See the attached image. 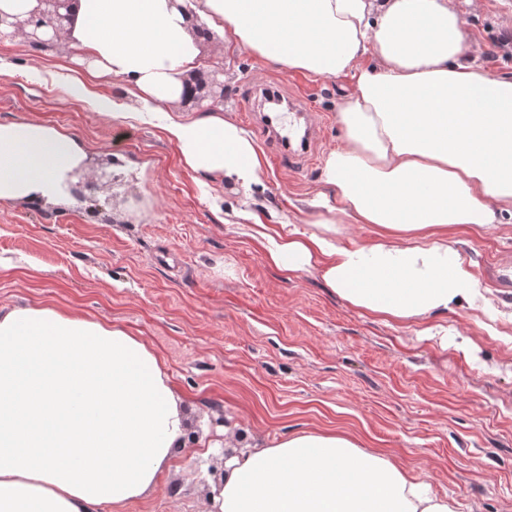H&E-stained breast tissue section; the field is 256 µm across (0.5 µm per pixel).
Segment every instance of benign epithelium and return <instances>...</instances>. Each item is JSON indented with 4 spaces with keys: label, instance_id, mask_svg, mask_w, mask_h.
Returning a JSON list of instances; mask_svg holds the SVG:
<instances>
[{
    "label": "benign epithelium",
    "instance_id": "1",
    "mask_svg": "<svg viewBox=\"0 0 512 512\" xmlns=\"http://www.w3.org/2000/svg\"><path fill=\"white\" fill-rule=\"evenodd\" d=\"M74 0H37V6L25 17L0 12V27L12 28V36L20 37L27 44H35L47 51L57 50L67 39L66 26L73 22ZM224 69L217 66L205 74L193 73L184 80L189 92L182 102L202 107L209 101L224 98ZM112 182V176L102 171L94 173L70 186V191L80 195L85 190Z\"/></svg>",
    "mask_w": 512,
    "mask_h": 512
}]
</instances>
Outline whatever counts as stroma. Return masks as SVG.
<instances>
[{
    "instance_id": "1",
    "label": "stroma",
    "mask_w": 512,
    "mask_h": 512,
    "mask_svg": "<svg viewBox=\"0 0 512 512\" xmlns=\"http://www.w3.org/2000/svg\"><path fill=\"white\" fill-rule=\"evenodd\" d=\"M471 55L512 74V0H454ZM71 48L33 58L23 40L0 43V121L38 120L76 138L90 167L118 181L65 200L0 206V308L54 303L103 318L157 353L184 400L197 441L155 492L120 512H204L219 460L205 439L237 445L239 429L275 442L298 431L342 429L390 455L458 512H512V216L455 233L486 304L422 324H388L333 293L317 270L286 274L253 237L258 224L305 221L317 194L335 196L323 161L344 143L342 76L288 72L217 38L225 117L240 121L253 84L307 101L322 137L299 168L257 145L263 185L199 184L157 123L121 124L67 92ZM224 426H217V418Z\"/></svg>"
}]
</instances>
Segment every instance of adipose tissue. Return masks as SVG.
<instances>
[{
	"label": "adipose tissue",
	"mask_w": 512,
	"mask_h": 512,
	"mask_svg": "<svg viewBox=\"0 0 512 512\" xmlns=\"http://www.w3.org/2000/svg\"><path fill=\"white\" fill-rule=\"evenodd\" d=\"M196 25L287 70L351 80L345 142L322 169L336 198L313 203L316 232L263 226L272 265L315 268L395 323L482 301L448 234L512 209V76L470 61L453 0H78L68 37L85 77L66 82L112 120H152L198 65ZM103 76L128 103L90 92L86 80ZM161 120L195 179L261 184L254 141L223 112ZM87 160L57 127L0 122V205L64 197ZM342 224L373 225L375 238L340 242ZM187 442L183 400L140 337L51 304L0 310V512H119L155 491ZM209 512L458 510L384 452L323 429L246 444L225 460Z\"/></svg>",
	"instance_id": "1"
}]
</instances>
